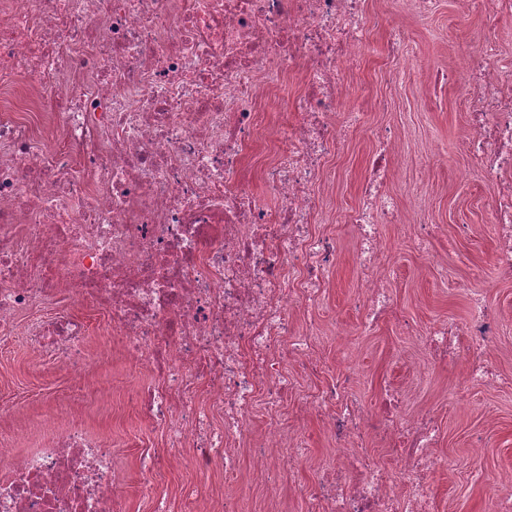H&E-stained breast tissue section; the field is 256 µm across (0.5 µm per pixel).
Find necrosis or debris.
Listing matches in <instances>:
<instances>
[{
    "mask_svg": "<svg viewBox=\"0 0 512 512\" xmlns=\"http://www.w3.org/2000/svg\"><path fill=\"white\" fill-rule=\"evenodd\" d=\"M365 0H0V89L23 87L47 119L0 114V346L23 339L37 359L91 365L90 324L72 312L22 322L50 302L101 309L123 359L149 371L140 412L164 422L169 454L146 452L140 470L168 469L190 449L199 470L237 475L250 439L265 474L295 466L304 442L280 409L319 417L337 452L302 497L303 512H430L436 415H401L387 390L378 410L336 386L301 389L317 372L315 309L336 263L312 219L333 186L326 166L342 139L338 107L352 96L344 62L364 56L372 19ZM469 80L463 143L500 182L490 209L494 269L512 274V62L494 42L459 58L442 80ZM303 90L286 102L274 159L260 171L278 199L253 191L246 160L258 107L290 75ZM363 202L351 217L365 272L364 328L388 311L377 277L381 224L402 208L386 193L395 133L378 134ZM499 315L474 305L464 325L422 337L439 359L473 352L462 382L495 388L503 377L479 352ZM264 430L249 438L248 424ZM393 455L378 465L368 442ZM111 441L81 422L0 428V512H125L132 494Z\"/></svg>",
    "mask_w": 512,
    "mask_h": 512,
    "instance_id": "obj_1",
    "label": "necrosis or debris"
}]
</instances>
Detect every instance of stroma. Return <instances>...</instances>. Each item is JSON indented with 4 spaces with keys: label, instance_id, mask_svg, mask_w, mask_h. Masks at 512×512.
<instances>
[{
    "label": "stroma",
    "instance_id": "1",
    "mask_svg": "<svg viewBox=\"0 0 512 512\" xmlns=\"http://www.w3.org/2000/svg\"><path fill=\"white\" fill-rule=\"evenodd\" d=\"M375 19L369 35V55L347 71L357 110V127L347 129L344 141L328 165L335 171V189L315 222L336 242V267L319 309L318 345L326 369L301 375L305 388L317 389L345 380L344 371L356 366L347 392L372 406L387 383L399 385L407 411L425 407L440 425L437 451L448 468L431 476L432 512H493L492 488H512V389L470 387L455 392L461 366L431 362L408 326L425 328L436 322L462 324L470 304L478 300L499 313L501 327L487 356L502 374L512 375V280L498 278L493 268L496 249L489 208L495 182L465 149L462 134L468 106L462 84L433 90L428 74L453 64L458 56L475 52L485 38H493L501 58L512 60V10L496 17L462 12L458 0H435L434 9L419 17L411 0H366ZM399 26L407 44L417 52L413 67L398 70L387 55L388 32ZM299 83L289 78L276 98L262 109L259 140L250 154L261 165L272 154L279 128L290 120L287 98ZM399 132L393 156L394 178L388 190L414 217L410 224H386L382 238L385 258L395 267L386 283L395 319L374 330L360 326L363 272L352 259L353 240L348 216L358 201V188L367 172L373 136L383 128ZM436 226L437 234L417 242L415 221ZM75 378L62 360L37 365L22 343L0 353V391L26 389L42 393L37 415L60 421L55 397ZM147 374L125 370L113 355H104L82 384L76 410L101 433L131 440L143 448H159L163 426L143 419L130 394L147 384ZM286 425H299L307 448L297 470L278 474L283 512H296L298 483L317 477L319 464L334 451L319 419L296 421L293 406L283 414ZM159 484L148 482L135 456L121 463L136 487L128 512H184L186 490L201 493L203 512H224L226 499L238 501L243 512H269L267 477L249 453L240 458L241 480L225 484L220 478L201 479L186 453Z\"/></svg>",
    "mask_w": 512,
    "mask_h": 512
}]
</instances>
